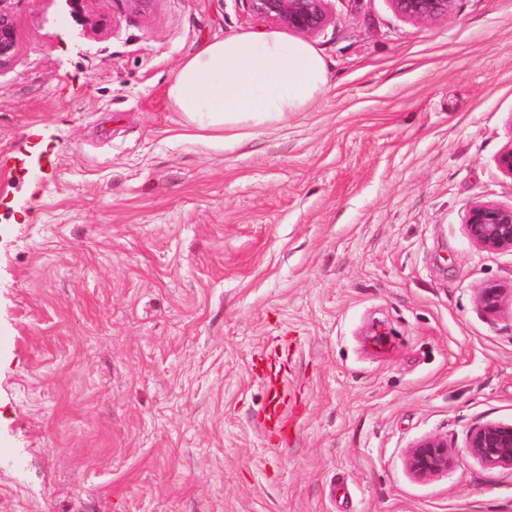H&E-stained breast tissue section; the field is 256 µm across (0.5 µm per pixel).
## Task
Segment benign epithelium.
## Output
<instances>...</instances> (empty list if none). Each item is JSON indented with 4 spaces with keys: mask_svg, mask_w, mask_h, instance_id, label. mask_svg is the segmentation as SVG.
I'll use <instances>...</instances> for the list:
<instances>
[{
    "mask_svg": "<svg viewBox=\"0 0 512 512\" xmlns=\"http://www.w3.org/2000/svg\"><path fill=\"white\" fill-rule=\"evenodd\" d=\"M258 19L302 35H315L329 21V0H244ZM393 10L412 23L448 17L455 0H389ZM15 52V37L9 16L0 12V68ZM464 230L470 242L483 250L512 251V207L476 203L466 214ZM512 292L487 286L478 293V302L489 314L498 313ZM467 453L487 468H512V425L487 423L475 428L466 444ZM455 455L448 441L437 436L415 443L406 457V467L417 479H429L448 471Z\"/></svg>",
    "mask_w": 512,
    "mask_h": 512,
    "instance_id": "obj_1",
    "label": "benign epithelium"
}]
</instances>
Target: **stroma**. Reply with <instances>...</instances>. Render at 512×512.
I'll use <instances>...</instances> for the list:
<instances>
[{
    "instance_id": "1",
    "label": "stroma",
    "mask_w": 512,
    "mask_h": 512,
    "mask_svg": "<svg viewBox=\"0 0 512 512\" xmlns=\"http://www.w3.org/2000/svg\"><path fill=\"white\" fill-rule=\"evenodd\" d=\"M0 11V512H512V469L466 453L512 425V307L477 301L512 252L464 232L512 207V0H330L325 92L220 141L168 88L263 30L244 0ZM283 351L295 415L265 432ZM428 436L456 463L421 480ZM456 0H389L393 10L412 23H425L448 17ZM15 52V37L7 14L0 12V69L8 64ZM405 463L412 476L429 479L448 472L455 463V455L447 440L430 436L410 448Z\"/></svg>"
}]
</instances>
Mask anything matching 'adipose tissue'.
Here are the masks:
<instances>
[{"instance_id": "ef3b65f1", "label": "adipose tissue", "mask_w": 512, "mask_h": 512, "mask_svg": "<svg viewBox=\"0 0 512 512\" xmlns=\"http://www.w3.org/2000/svg\"><path fill=\"white\" fill-rule=\"evenodd\" d=\"M326 85L325 63L309 43L247 33L203 42L177 67L168 95L188 125L220 140L231 129L287 122Z\"/></svg>"}]
</instances>
